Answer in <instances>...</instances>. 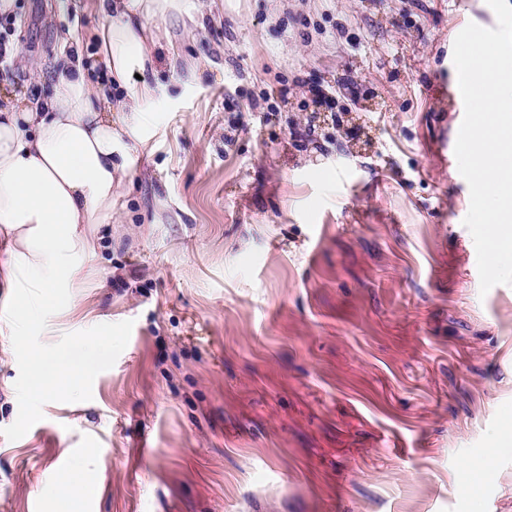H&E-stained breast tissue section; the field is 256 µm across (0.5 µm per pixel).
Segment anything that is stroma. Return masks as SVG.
<instances>
[{
	"instance_id": "35a3bbf8",
	"label": "stroma",
	"mask_w": 512,
	"mask_h": 512,
	"mask_svg": "<svg viewBox=\"0 0 512 512\" xmlns=\"http://www.w3.org/2000/svg\"><path fill=\"white\" fill-rule=\"evenodd\" d=\"M0 107L41 96L92 0H16ZM158 21L148 143L34 331L112 350L28 400L0 334V512H512V286L479 291L448 46L486 0H206ZM206 70L193 78L185 62ZM497 477L476 480L484 466ZM90 464V453L86 452L77 461L79 470L77 478H74L70 472H65L58 478L59 486L71 489L70 495L74 497V504L78 501L84 502L97 492V479L94 470L89 468Z\"/></svg>"
}]
</instances>
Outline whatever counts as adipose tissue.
Segmentation results:
<instances>
[{
	"mask_svg": "<svg viewBox=\"0 0 512 512\" xmlns=\"http://www.w3.org/2000/svg\"><path fill=\"white\" fill-rule=\"evenodd\" d=\"M102 21L88 32L109 77L90 80L81 62L63 59L48 97L0 108V240L7 258L0 281L29 288L4 329L28 366L25 391L36 402L49 393L77 395L105 340L49 349L31 333L55 310L54 291L81 287L96 227L112 221V196L146 148V110L155 99L154 48L162 32L146 19L174 17L200 26L199 0H97Z\"/></svg>",
	"mask_w": 512,
	"mask_h": 512,
	"instance_id": "obj_1",
	"label": "adipose tissue"
}]
</instances>
